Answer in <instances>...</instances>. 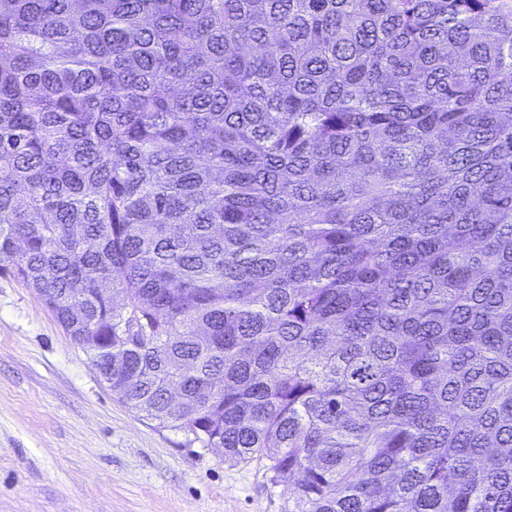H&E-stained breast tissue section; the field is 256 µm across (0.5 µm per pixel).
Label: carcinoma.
<instances>
[{
	"label": "carcinoma",
	"instance_id": "cac0c4a2",
	"mask_svg": "<svg viewBox=\"0 0 512 512\" xmlns=\"http://www.w3.org/2000/svg\"><path fill=\"white\" fill-rule=\"evenodd\" d=\"M0 272L291 512H512V0H0Z\"/></svg>",
	"mask_w": 512,
	"mask_h": 512
}]
</instances>
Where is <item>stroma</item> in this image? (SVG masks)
<instances>
[{"instance_id":"1","label":"stroma","mask_w":512,"mask_h":512,"mask_svg":"<svg viewBox=\"0 0 512 512\" xmlns=\"http://www.w3.org/2000/svg\"><path fill=\"white\" fill-rule=\"evenodd\" d=\"M263 462L158 428L101 382L37 291L0 274V512H292Z\"/></svg>"}]
</instances>
